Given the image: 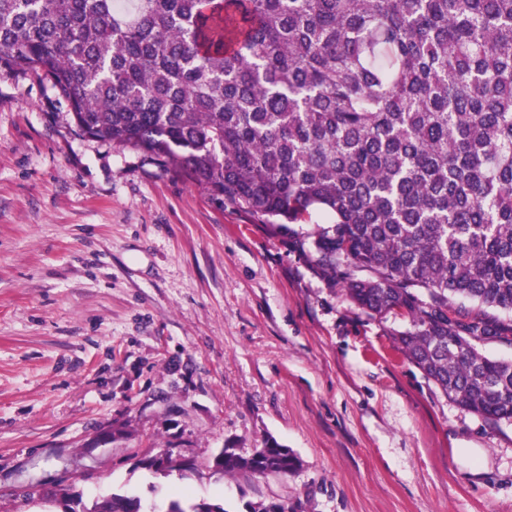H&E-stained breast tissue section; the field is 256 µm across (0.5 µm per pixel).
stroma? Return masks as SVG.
Segmentation results:
<instances>
[{
	"instance_id": "1",
	"label": "stroma",
	"mask_w": 512,
	"mask_h": 512,
	"mask_svg": "<svg viewBox=\"0 0 512 512\" xmlns=\"http://www.w3.org/2000/svg\"><path fill=\"white\" fill-rule=\"evenodd\" d=\"M148 154L91 139L43 76L0 63V512L182 490L227 512H512V422L446 398L294 237ZM301 468L229 478L267 439ZM166 452L194 468L150 470Z\"/></svg>"
}]
</instances>
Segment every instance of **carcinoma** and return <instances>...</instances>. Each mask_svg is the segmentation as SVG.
Returning <instances> with one entry per match:
<instances>
[{
    "instance_id": "cac0c4a2",
    "label": "carcinoma",
    "mask_w": 512,
    "mask_h": 512,
    "mask_svg": "<svg viewBox=\"0 0 512 512\" xmlns=\"http://www.w3.org/2000/svg\"><path fill=\"white\" fill-rule=\"evenodd\" d=\"M0 62L41 74L83 134L142 150L287 233L329 282L412 329L396 347L445 396L512 421V0H0ZM277 440L226 476L286 477ZM82 512L161 511L99 494Z\"/></svg>"
}]
</instances>
